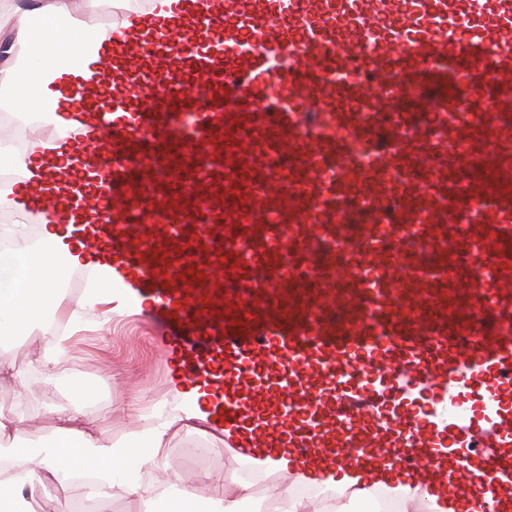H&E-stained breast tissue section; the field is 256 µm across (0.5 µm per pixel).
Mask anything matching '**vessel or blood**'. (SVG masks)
Instances as JSON below:
<instances>
[{
	"mask_svg": "<svg viewBox=\"0 0 512 512\" xmlns=\"http://www.w3.org/2000/svg\"><path fill=\"white\" fill-rule=\"evenodd\" d=\"M137 84L74 140L107 246L227 429L299 456L433 448L405 385L478 395L494 512L512 484V0H181Z\"/></svg>",
	"mask_w": 512,
	"mask_h": 512,
	"instance_id": "obj_1",
	"label": "vessel or blood"
}]
</instances>
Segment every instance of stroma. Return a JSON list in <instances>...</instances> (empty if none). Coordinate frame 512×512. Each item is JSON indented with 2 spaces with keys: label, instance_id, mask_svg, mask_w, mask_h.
I'll list each match as a JSON object with an SVG mask.
<instances>
[{
  "label": "stroma",
  "instance_id": "stroma-1",
  "mask_svg": "<svg viewBox=\"0 0 512 512\" xmlns=\"http://www.w3.org/2000/svg\"><path fill=\"white\" fill-rule=\"evenodd\" d=\"M100 307H88L75 315L58 317L60 327L71 337L56 366L52 386L41 382L43 371L34 359L49 337L42 329L17 339L7 352L18 375L15 386L0 389V411L9 412L25 402V445L49 442L56 425V412L76 408L81 425L102 431L112 441L137 446L143 432L180 414L181 404L169 396L171 376L163 360V345L156 340L141 312L116 307L111 322H102ZM78 384L91 386L83 403H74L70 391ZM165 448L179 473L203 476L220 473L225 484L250 481L256 499L265 501L279 481L278 474L246 469L245 458L225 448L224 438L205 422L169 432Z\"/></svg>",
  "mask_w": 512,
  "mask_h": 512
}]
</instances>
